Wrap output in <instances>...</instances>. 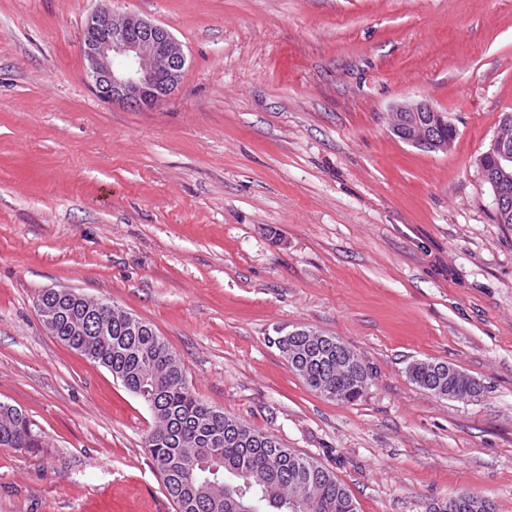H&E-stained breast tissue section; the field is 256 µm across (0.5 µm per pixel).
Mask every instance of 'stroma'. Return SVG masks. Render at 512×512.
I'll use <instances>...</instances> for the list:
<instances>
[{
  "label": "stroma",
  "mask_w": 512,
  "mask_h": 512,
  "mask_svg": "<svg viewBox=\"0 0 512 512\" xmlns=\"http://www.w3.org/2000/svg\"><path fill=\"white\" fill-rule=\"evenodd\" d=\"M99 0H0V402L41 429L0 448V512H175L154 418L52 336L70 288L150 322L208 405L333 471L358 512L466 489L512 512V226L478 159L512 112V0H112L188 57L153 110L99 100L81 34ZM426 99L448 151L393 135ZM341 339L364 396L311 391L271 340ZM450 364L484 392L415 385ZM409 377L418 387L452 400L464 399L466 394H473L478 399L483 392L474 378L443 362H414L409 367Z\"/></svg>",
  "instance_id": "1"
}]
</instances>
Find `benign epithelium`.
Instances as JSON below:
<instances>
[{
	"mask_svg": "<svg viewBox=\"0 0 512 512\" xmlns=\"http://www.w3.org/2000/svg\"><path fill=\"white\" fill-rule=\"evenodd\" d=\"M90 85L101 101L133 110L154 109L179 87L187 57L182 44L165 27L134 14L101 7L86 20L81 38ZM389 127L402 141L427 151L448 150L440 134L447 117L427 99L399 103ZM503 164H512V143L497 136L490 143ZM494 209H512V187L494 186Z\"/></svg>",
	"mask_w": 512,
	"mask_h": 512,
	"instance_id": "7a95c632",
	"label": "benign epithelium"
}]
</instances>
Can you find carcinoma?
Segmentation results:
<instances>
[{
  "label": "carcinoma",
  "mask_w": 512,
  "mask_h": 512,
  "mask_svg": "<svg viewBox=\"0 0 512 512\" xmlns=\"http://www.w3.org/2000/svg\"><path fill=\"white\" fill-rule=\"evenodd\" d=\"M482 164L512 184V166L501 171L496 155H484ZM53 305L64 311L50 327L54 336L106 367L153 414L145 450L176 512H244L241 504L256 498L267 512H357L349 490L318 461L207 405L189 387L179 356L151 324L144 321L137 333L129 332L122 312L101 298L95 328L83 331L81 297L56 298ZM278 334L275 346L309 389L341 402L364 395L368 369L354 373L336 367V344L317 336ZM409 377L436 396H482L474 378L443 362H415ZM44 445L41 431L21 410L0 403L1 448L31 452ZM489 504L470 493L455 512H495L486 510Z\"/></svg>",
  "instance_id": "1"
}]
</instances>
